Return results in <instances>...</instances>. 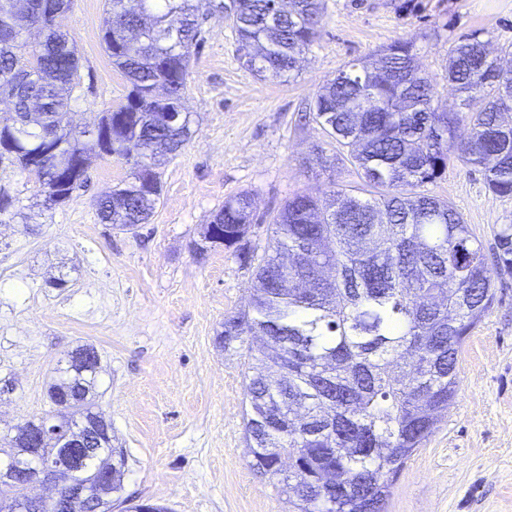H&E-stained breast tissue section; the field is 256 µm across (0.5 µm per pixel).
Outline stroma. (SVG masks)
<instances>
[{
    "label": "stroma",
    "instance_id": "obj_1",
    "mask_svg": "<svg viewBox=\"0 0 512 512\" xmlns=\"http://www.w3.org/2000/svg\"><path fill=\"white\" fill-rule=\"evenodd\" d=\"M105 0H76L65 21L82 84L70 118L93 122L124 102L130 85L106 55ZM512 66V0H324L321 32L289 78L245 68L232 23L208 16L189 68L191 140L160 169L161 202L149 223L122 232L101 223L96 196L127 179L119 154L92 159L86 187L67 205L32 217L38 186L0 164L16 198L0 215V436L52 411L49 387L71 352L100 357L92 401L123 451V496L169 512H288L268 478L249 466L245 438L247 349L216 342L242 306L251 273L224 248L198 253L202 229L224 200L253 197V243L289 197L331 184L359 185L351 163L325 170L326 142L302 122L322 84L348 62L397 39L413 43L437 84L434 105L459 111L448 92V50L463 35ZM470 224L485 249L512 224V198L489 192L472 167L451 162L427 185ZM63 286H55V279ZM458 353L457 394L433 433L393 481L385 512H512V274Z\"/></svg>",
    "mask_w": 512,
    "mask_h": 512
}]
</instances>
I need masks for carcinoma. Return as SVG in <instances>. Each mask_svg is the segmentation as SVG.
I'll return each mask as SVG.
<instances>
[{
	"label": "carcinoma",
	"mask_w": 512,
	"mask_h": 512,
	"mask_svg": "<svg viewBox=\"0 0 512 512\" xmlns=\"http://www.w3.org/2000/svg\"><path fill=\"white\" fill-rule=\"evenodd\" d=\"M0 0V95L11 96L0 125L25 172L62 142L61 158L86 152L67 123L80 68L63 21L75 0H29L13 19L45 24L31 48L5 25ZM229 15L244 65L259 76H290L318 37L322 0H235ZM194 0H106L102 41L130 83L126 102L101 113L105 154L132 160L131 178L96 201L101 222L126 230L149 223L160 199V168L191 135L189 114L174 127L165 113L185 99L197 39ZM448 91L465 112H438L436 86L412 44L395 40L318 92L308 118L319 123L340 163L349 155L366 197L332 189L295 194L266 227L259 254L250 244L247 192L224 200L203 233L253 269L247 305L224 316L216 341L248 348L245 432L250 465L275 481L288 512H383L394 477L430 436L457 392L463 341L495 301L494 275L512 273V224L495 236L493 263L448 202L421 191L451 160L482 173L489 192L512 197V69L485 45L463 38L448 52ZM71 356L50 400L70 420L94 411L98 363ZM104 453L122 489L123 452L102 421Z\"/></svg>",
	"instance_id": "obj_1"
}]
</instances>
